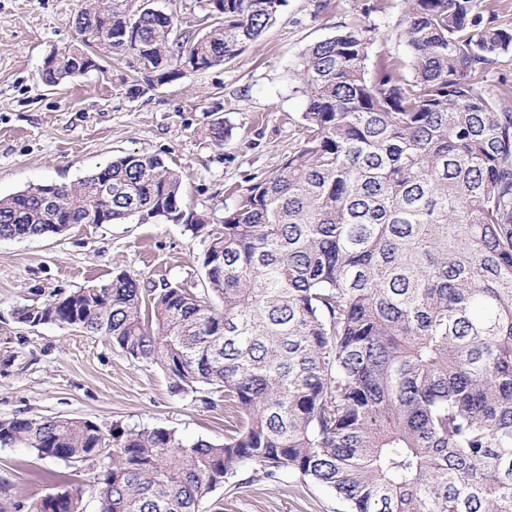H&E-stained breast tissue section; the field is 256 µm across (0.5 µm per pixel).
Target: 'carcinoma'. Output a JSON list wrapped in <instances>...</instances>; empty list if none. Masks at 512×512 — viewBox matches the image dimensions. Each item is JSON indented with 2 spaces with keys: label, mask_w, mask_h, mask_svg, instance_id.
Listing matches in <instances>:
<instances>
[{
  "label": "carcinoma",
  "mask_w": 512,
  "mask_h": 512,
  "mask_svg": "<svg viewBox=\"0 0 512 512\" xmlns=\"http://www.w3.org/2000/svg\"><path fill=\"white\" fill-rule=\"evenodd\" d=\"M285 0H195L208 31L145 0H82V48L52 54L57 85L128 60L142 85L236 57ZM412 78L367 69L371 39L308 48L296 78L305 135L235 206L197 212L182 174L129 153L70 184L0 198V239L61 234L104 205L108 224L180 223L206 242L205 289L122 270L107 287L19 310L103 336L162 369L179 395L224 394V443L59 416L0 421V445L103 462L97 512H202L246 466L330 489L349 512H512V111L475 74L512 51L495 0H405ZM223 225L220 233L208 229ZM81 491L27 512H83Z\"/></svg>",
  "instance_id": "1"
}]
</instances>
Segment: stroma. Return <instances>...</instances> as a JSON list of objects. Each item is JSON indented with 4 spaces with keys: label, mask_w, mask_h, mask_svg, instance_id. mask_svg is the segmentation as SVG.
<instances>
[{
    "label": "stroma",
    "mask_w": 512,
    "mask_h": 512,
    "mask_svg": "<svg viewBox=\"0 0 512 512\" xmlns=\"http://www.w3.org/2000/svg\"><path fill=\"white\" fill-rule=\"evenodd\" d=\"M79 0H0V196L37 183H72L129 152L156 155L186 173L196 209L233 207L236 189L275 174L301 143L305 98L295 66L337 31L370 29V61L409 63L403 0H286L278 22L236 58L130 96L131 73L106 63L56 86L42 78L47 56L75 46ZM234 126L215 144L217 118ZM205 243L164 221L75 224L60 235L0 239V420L62 416L103 428L163 427L179 438L224 439V407L171 394L158 366L108 340L17 311L111 279L118 270L202 293ZM101 468L0 447V484L23 504L65 487L95 512ZM224 512H346L332 491L282 474L279 482L230 481L212 494Z\"/></svg>",
    "instance_id": "stroma-1"
}]
</instances>
